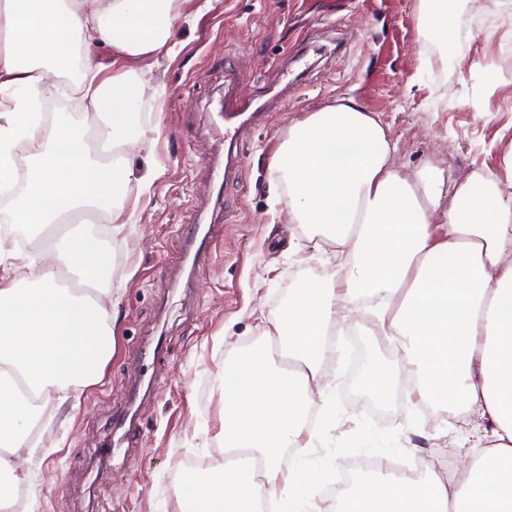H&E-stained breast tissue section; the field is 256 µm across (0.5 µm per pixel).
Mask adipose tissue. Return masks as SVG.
Here are the masks:
<instances>
[{
  "instance_id": "1",
  "label": "adipose tissue",
  "mask_w": 512,
  "mask_h": 512,
  "mask_svg": "<svg viewBox=\"0 0 512 512\" xmlns=\"http://www.w3.org/2000/svg\"><path fill=\"white\" fill-rule=\"evenodd\" d=\"M179 0H0V190L14 179L12 153L24 148L29 174L11 223L42 229L62 216H104L126 231L157 172L135 175L131 147H147L150 127L129 133L138 88H154L176 44ZM108 48L111 70L96 61ZM78 70L86 110L106 115L100 132L112 156L102 161L66 116L45 123L39 99L60 94L58 72ZM397 143L376 113L340 97L289 126L272 172L290 223L332 243L339 276L308 282L271 320L266 340L224 363L221 447L246 448L261 474L215 463L191 474L178 512H512V182L482 172L444 192L428 170L410 178L393 163ZM444 213L443 233L433 220ZM84 280L100 281L105 257L78 235L54 243ZM33 257L0 253V505L33 478L39 450L32 423L49 399L98 383L112 358V315L89 295L61 287L51 267L33 286L21 271ZM36 267V266H35ZM373 299L379 330L403 365L379 357L359 382L385 398L410 379L409 403H455L484 424L455 480L430 470L420 478L381 471L336 499L316 494L321 471L305 455L315 440L306 414L322 379L329 336L360 298Z\"/></svg>"
}]
</instances>
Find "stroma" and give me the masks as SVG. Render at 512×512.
Returning <instances> with one entry per match:
<instances>
[{
  "label": "stroma",
  "instance_id": "35a3bbf8",
  "mask_svg": "<svg viewBox=\"0 0 512 512\" xmlns=\"http://www.w3.org/2000/svg\"><path fill=\"white\" fill-rule=\"evenodd\" d=\"M199 3L181 0L177 52L161 67L162 111L145 105L133 120L158 127L133 168L163 176L107 252L101 299L118 317L103 379L81 388L76 407L47 405L54 416L42 442L51 451L34 460L36 512H174L186 462L218 451L225 359L260 342L265 320L296 288L335 279L331 245L315 249L272 195L271 163L291 124L349 97L389 126L401 172L432 166L451 184L477 170L512 180V77L495 67L512 42V0H455L445 44L422 34L418 0ZM228 85L242 98L288 95L262 124L237 131L242 176L217 198L208 167L224 152L216 106ZM195 225L211 239L189 256L183 245ZM343 330L347 362H326L331 384L312 399V412L328 414L320 456L335 460L369 434L386 458L445 460L461 472L477 443L468 418L364 391L358 377L369 357L393 366L402 356L366 309Z\"/></svg>",
  "mask_w": 512,
  "mask_h": 512
}]
</instances>
